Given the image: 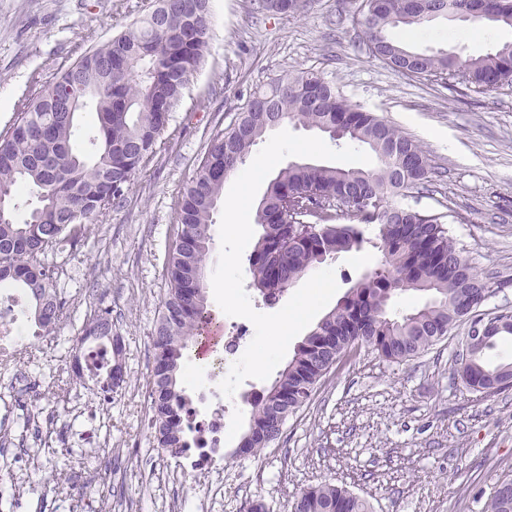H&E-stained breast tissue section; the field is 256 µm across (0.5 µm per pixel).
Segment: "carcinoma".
Returning <instances> with one entry per match:
<instances>
[{
    "mask_svg": "<svg viewBox=\"0 0 512 512\" xmlns=\"http://www.w3.org/2000/svg\"><path fill=\"white\" fill-rule=\"evenodd\" d=\"M210 0H163L162 13L148 11L125 31L92 47L53 80L24 97L12 123L0 133V287L20 288L38 332L50 334L63 309L53 272L40 259L63 242L75 243L74 227L92 224L121 200L145 162L156 153L184 90L204 61L210 37ZM306 0H253L257 12ZM487 27L512 30V0H485ZM408 0H364L369 54L392 69L438 81L451 92L485 94L512 86V41L466 59L453 52L411 51L389 37L406 18ZM94 113L81 130L77 115ZM316 128L336 142L367 146L377 159L370 169L290 162L268 181L256 209L261 226L250 258L253 286L275 298L317 265L323 256L358 250L365 228L376 231L383 258L312 329L272 385L250 402V421L238 452L255 454L279 438L287 417L310 398L315 385L355 344L390 361H409L445 338L462 310L479 307L486 281L461 256L448 235V215L396 202L412 191H430L432 167L421 145L396 126L364 112L314 72L286 75L251 95L234 122L217 133L181 193L180 242L167 261L169 289L151 333L156 351L151 374L158 447L183 454V414L188 402L179 372L200 324L211 315L205 257L213 212L227 175L242 165L264 135L286 120ZM36 206L28 218L20 205ZM409 290L428 292L423 308L390 312L389 301ZM495 340L457 357L466 385L512 373V362L485 361ZM86 369L107 370L106 388L119 385L108 355L122 353L110 312L87 323L74 341ZM292 512H372L344 486L311 485L294 496ZM485 512H512V479L494 484Z\"/></svg>",
    "mask_w": 512,
    "mask_h": 512,
    "instance_id": "1",
    "label": "carcinoma"
}]
</instances>
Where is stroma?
Listing matches in <instances>:
<instances>
[{"label": "stroma", "instance_id": "stroma-1", "mask_svg": "<svg viewBox=\"0 0 512 512\" xmlns=\"http://www.w3.org/2000/svg\"><path fill=\"white\" fill-rule=\"evenodd\" d=\"M151 0H0V132L18 99L51 80L84 50L139 19ZM363 0H308L296 14L257 13L251 0H210L205 60L172 112L154 156L106 217L79 229L77 244L47 253L64 315L51 343L56 359L18 364L40 406L20 405L0 439V512H54L76 494L96 512H246L263 500L290 512L299 490L346 485L373 512H484L495 481L512 479V387L487 396L457 373L469 330L453 328L414 359L393 363L356 346L290 415L279 439L236 455L249 408L224 415L223 490L169 478L178 460L158 448L146 393L155 358L151 333L168 290L166 264L181 230L180 191L216 131L250 94L285 74L313 71L362 109L418 141L433 169L432 194L417 210L447 212L448 231L490 292L480 313L512 312V87L458 95L370 56ZM409 48L479 56L512 40L508 29L439 17L393 30ZM372 245L329 260L339 294L376 267ZM112 316L124 346V381L110 403L66 374L90 309Z\"/></svg>", "mask_w": 512, "mask_h": 512}]
</instances>
